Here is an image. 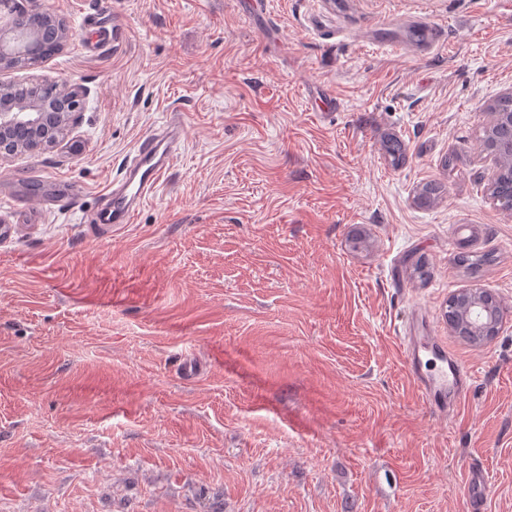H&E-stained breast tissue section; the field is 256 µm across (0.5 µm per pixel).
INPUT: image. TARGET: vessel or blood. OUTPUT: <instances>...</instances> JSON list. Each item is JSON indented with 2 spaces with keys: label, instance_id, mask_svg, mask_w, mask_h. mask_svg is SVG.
Returning a JSON list of instances; mask_svg holds the SVG:
<instances>
[{
  "label": "vessel or blood",
  "instance_id": "b4317fda",
  "mask_svg": "<svg viewBox=\"0 0 512 512\" xmlns=\"http://www.w3.org/2000/svg\"><path fill=\"white\" fill-rule=\"evenodd\" d=\"M379 29L388 30V45L394 49L415 48L432 50L442 33L432 22L418 19L407 24L379 22ZM180 149L175 127L160 134H150L142 140L129 166L120 179L112 183V196L97 211L93 221L98 226H120L129 223L135 210L153 194L162 175L170 168ZM405 366L412 376L424 404L433 415L446 417L453 400L468 391L472 383L469 366L456 359L437 338L421 343L415 337H405ZM464 495L470 512H486L490 486L484 467H470L464 481Z\"/></svg>",
  "mask_w": 512,
  "mask_h": 512
}]
</instances>
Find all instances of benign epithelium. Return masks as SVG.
Listing matches in <instances>:
<instances>
[{
	"label": "benign epithelium",
	"mask_w": 512,
	"mask_h": 512,
	"mask_svg": "<svg viewBox=\"0 0 512 512\" xmlns=\"http://www.w3.org/2000/svg\"><path fill=\"white\" fill-rule=\"evenodd\" d=\"M45 36L37 28L19 32L13 23L0 24V70L17 67L28 57V48ZM58 84L42 79L13 91V85L0 83V160L30 149L38 150L66 135L78 121L83 108L84 90L73 84L66 89L62 111L49 112ZM493 123L488 126L486 152L497 165L492 173L491 188L512 194V94L500 98L490 108ZM33 137L28 146L13 139L19 121ZM456 322L467 328L471 341L484 343L492 339L504 320V312L495 304L492 294L482 288H471L455 294L448 302Z\"/></svg>",
	"instance_id": "1"
}]
</instances>
